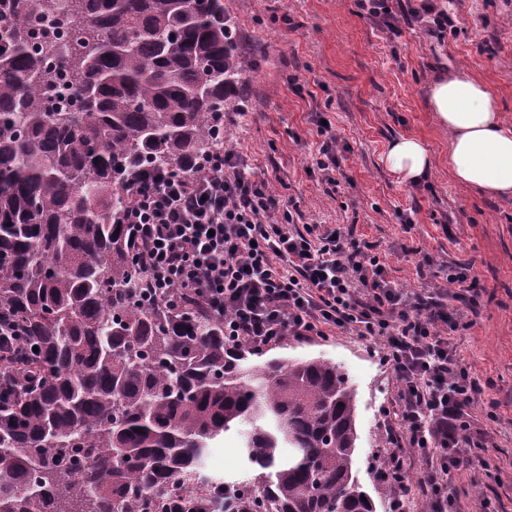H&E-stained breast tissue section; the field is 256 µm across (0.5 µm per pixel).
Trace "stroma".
Listing matches in <instances>:
<instances>
[{
    "mask_svg": "<svg viewBox=\"0 0 512 512\" xmlns=\"http://www.w3.org/2000/svg\"><path fill=\"white\" fill-rule=\"evenodd\" d=\"M236 17L246 56H263L247 75L248 109L228 113L229 144L275 191L298 205L295 224L352 231L373 245L391 280L406 288L445 287L448 269L474 265L480 305L469 328L449 340L470 374L485 384L472 409L483 433L480 455L495 464L490 475H454L459 512H512V200L490 199L458 185L448 173V133L436 126L425 88L436 71L465 68L498 95L512 124V0H448L453 30L431 35L424 22L391 30L368 16L357 0H224ZM337 136L335 183L314 160L322 144L319 118ZM412 134L425 140L433 168L420 184L398 183L381 158L390 140ZM411 217L403 225L400 214ZM430 259L432 278L416 269ZM272 356L324 357L336 362L357 391L353 472L377 512L392 493L376 476L386 448L384 411L397 394L380 346L341 333L326 340H288ZM496 420H489L488 412ZM206 470L229 482L251 471L241 440L228 434L213 449Z\"/></svg>",
    "mask_w": 512,
    "mask_h": 512,
    "instance_id": "stroma-1",
    "label": "stroma"
}]
</instances>
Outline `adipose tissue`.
<instances>
[{
    "instance_id": "1",
    "label": "adipose tissue",
    "mask_w": 512,
    "mask_h": 512,
    "mask_svg": "<svg viewBox=\"0 0 512 512\" xmlns=\"http://www.w3.org/2000/svg\"><path fill=\"white\" fill-rule=\"evenodd\" d=\"M425 99L448 131L454 181L488 197L512 198V125L492 89L469 71L453 69L434 76ZM382 164L398 182L415 185L428 176L432 157L422 139L401 136L390 142Z\"/></svg>"
}]
</instances>
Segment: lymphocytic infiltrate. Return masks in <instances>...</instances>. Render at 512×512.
I'll return each instance as SVG.
<instances>
[{
  "label": "lymphocytic infiltrate",
  "instance_id": "obj_1",
  "mask_svg": "<svg viewBox=\"0 0 512 512\" xmlns=\"http://www.w3.org/2000/svg\"><path fill=\"white\" fill-rule=\"evenodd\" d=\"M406 3L399 15L388 0H359V7L391 26L402 15L430 19L439 32L452 24L437 0ZM125 221L151 290L181 289L223 316L227 343L265 352L289 338L342 331L382 344L381 360L398 383L392 447L377 473L394 491L390 512H411L418 502L425 512H456L454 472L489 470L468 452L479 434L471 409L483 388L448 342L476 304L473 266L449 269L443 288L399 286L351 232L294 228L290 202L256 179L235 149L210 153L193 176L147 173ZM409 451L428 465L415 487L404 467Z\"/></svg>",
  "mask_w": 512,
  "mask_h": 512
}]
</instances>
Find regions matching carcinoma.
<instances>
[{
    "instance_id": "1",
    "label": "carcinoma",
    "mask_w": 512,
    "mask_h": 512,
    "mask_svg": "<svg viewBox=\"0 0 512 512\" xmlns=\"http://www.w3.org/2000/svg\"><path fill=\"white\" fill-rule=\"evenodd\" d=\"M63 27L73 112L46 101ZM252 67L224 0H0V311L27 378L0 384V512H376L343 369L228 346L133 261L130 190L224 147ZM243 424L251 476H208Z\"/></svg>"
}]
</instances>
